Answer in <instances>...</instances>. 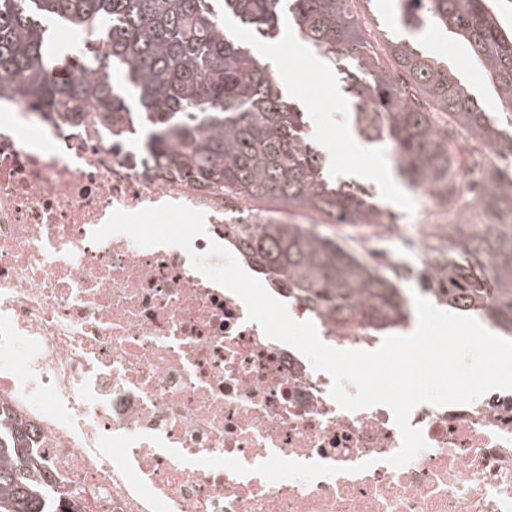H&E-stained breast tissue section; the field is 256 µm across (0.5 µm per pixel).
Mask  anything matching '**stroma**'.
<instances>
[{
	"mask_svg": "<svg viewBox=\"0 0 512 512\" xmlns=\"http://www.w3.org/2000/svg\"><path fill=\"white\" fill-rule=\"evenodd\" d=\"M352 12L385 67L393 65L388 46L396 38L447 62L468 82L485 81V73L470 70L465 56H449L444 31L429 25L410 30L396 24V0H352ZM258 58L283 82L288 100L302 110L308 139L322 153L327 171L336 181L359 188L395 219L385 232L376 224H328L325 232L335 233L337 240L359 255L369 254L379 261L386 252H394L401 259V271L407 274L406 279L400 280V287L413 294L420 292L422 248L445 244L438 226L422 225L429 205L425 192L407 186L384 145L365 143L361 148H352L348 140L350 106L340 90L338 74L330 65L309 57L302 44L290 35L259 46Z\"/></svg>",
	"mask_w": 512,
	"mask_h": 512,
	"instance_id": "obj_1",
	"label": "stroma"
}]
</instances>
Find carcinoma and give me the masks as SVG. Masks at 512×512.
I'll list each match as a JSON object with an SVG mask.
<instances>
[{
  "label": "carcinoma",
  "mask_w": 512,
  "mask_h": 512,
  "mask_svg": "<svg viewBox=\"0 0 512 512\" xmlns=\"http://www.w3.org/2000/svg\"><path fill=\"white\" fill-rule=\"evenodd\" d=\"M0 0V90L36 110L78 113L93 106L121 135L151 132L155 167L235 194L282 202L325 224H376L383 211L325 177L323 157L301 135L291 106L252 48L233 39L225 18L258 43L286 30L338 70L352 123L368 143L392 149L409 186L430 191L455 212L461 201L482 208L480 224L448 225L443 262L426 292L448 307L480 316L512 334V112H485L439 61L396 42L390 54L413 85L451 118L436 113L379 66L350 12L351 0ZM512 0H398V22L432 24L466 42L512 102V25L501 10ZM65 24L84 43L70 61L53 29ZM119 73V83L113 73ZM494 153H457L458 136ZM471 164L481 178L458 176ZM239 250L266 276L288 287L318 316L346 329L363 320L389 334L410 320L400 273L362 260L336 238L272 216L225 224ZM0 512H74L54 497L52 476L37 457L28 425L0 408Z\"/></svg>",
  "instance_id": "carcinoma-1"
}]
</instances>
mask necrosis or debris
<instances>
[{"label": "necrosis or debris", "instance_id": "1", "mask_svg": "<svg viewBox=\"0 0 512 512\" xmlns=\"http://www.w3.org/2000/svg\"><path fill=\"white\" fill-rule=\"evenodd\" d=\"M94 110L32 111L0 93V404L36 435L80 512H512V390L417 405L427 446L405 466L384 405L347 411L331 377L247 321L180 247L94 242L114 210L166 202L226 243L223 191L147 161ZM339 349L367 324L316 322Z\"/></svg>", "mask_w": 512, "mask_h": 512}]
</instances>
